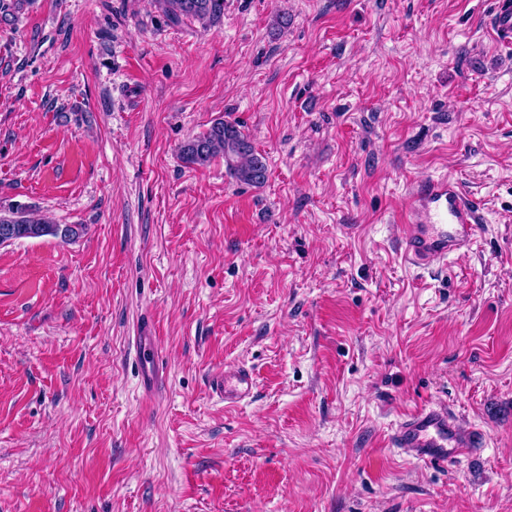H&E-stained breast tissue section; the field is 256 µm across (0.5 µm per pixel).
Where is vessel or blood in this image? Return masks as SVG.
<instances>
[{
    "mask_svg": "<svg viewBox=\"0 0 512 512\" xmlns=\"http://www.w3.org/2000/svg\"><path fill=\"white\" fill-rule=\"evenodd\" d=\"M487 24L497 42L511 44L512 0H495ZM400 221L405 259L425 266L469 248L478 230L479 213L455 179L427 177L410 195ZM134 346L142 387L154 391L163 378V364L151 322L141 325ZM253 386L252 374L240 368L224 374L216 390L225 401L234 403L248 397ZM479 441V435L462 433L447 409L439 406L408 413L392 435L394 447L407 449L415 458L439 463L469 454Z\"/></svg>",
    "mask_w": 512,
    "mask_h": 512,
    "instance_id": "1",
    "label": "vessel or blood"
}]
</instances>
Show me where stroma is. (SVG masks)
Here are the masks:
<instances>
[{
    "mask_svg": "<svg viewBox=\"0 0 512 512\" xmlns=\"http://www.w3.org/2000/svg\"><path fill=\"white\" fill-rule=\"evenodd\" d=\"M494 0H23L0 22V512H512V46ZM287 27H278L280 16ZM222 119L259 187L181 145ZM470 248L404 262L429 176ZM166 362L145 396L134 338ZM255 387L224 403L214 379ZM438 405L467 459L390 437ZM168 21L178 23L193 19L203 24L218 20L224 15V0H160ZM493 38L503 44L512 43V1L495 0L487 21ZM9 224L14 230V240L36 239L50 236L67 243L76 240L83 232L80 224H51L19 205H0V225ZM254 386L252 374L244 368H239L233 372H225L220 383H217L216 390L223 398L224 402H238L248 397Z\"/></svg>",
    "mask_w": 512,
    "mask_h": 512,
    "instance_id": "obj_1",
    "label": "stroma"
}]
</instances>
